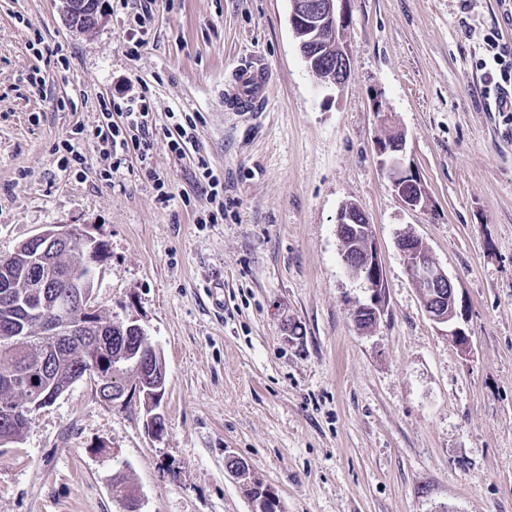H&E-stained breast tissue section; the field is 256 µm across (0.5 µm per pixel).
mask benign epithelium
<instances>
[{
  "instance_id": "7a95c632",
  "label": "benign epithelium",
  "mask_w": 512,
  "mask_h": 512,
  "mask_svg": "<svg viewBox=\"0 0 512 512\" xmlns=\"http://www.w3.org/2000/svg\"><path fill=\"white\" fill-rule=\"evenodd\" d=\"M60 12L71 28L87 32L99 27L106 19L103 10L92 8L90 0H59ZM344 0H292L291 25L303 26L311 34L310 42L319 47L323 43H336L335 79L332 85L341 89L350 75L352 58L341 32L346 24L343 8L339 4ZM375 150L381 167L386 170L391 187L402 204L411 210L424 208L428 202V193L421 178L411 168L404 165L406 137L399 136L390 143L376 141ZM337 234L340 240L351 238L352 247H342L341 258L347 270L355 277L363 279L370 292L367 310L373 319L384 312L386 301V283L383 265L373 235L372 225L364 209L356 204L350 208L341 206L336 215ZM73 228L66 224L47 227L31 238L32 246L39 253L71 246ZM398 248L403 257L408 275L418 288H429L433 298L445 302L441 309L429 313V317L438 324L448 327V336L453 344L465 353L470 347L468 335L462 328L466 313L465 306L458 303L455 284L445 271L438 266L430 253L411 235H403L398 240ZM95 306L89 290L73 287L65 298L53 302L52 311L43 317L39 336L46 340H62L79 335L94 325ZM143 374L156 379L158 395L145 404L146 425L149 431L159 432L158 421L162 418L159 411L161 394L166 389V377L156 373L154 360L140 354L131 355ZM85 377L94 383L99 398L112 403L120 399L122 392L112 387V375L104 372L103 366L89 360L85 367ZM61 391L45 395L38 403L22 408L4 407L0 409V422L14 423L28 415L37 405L48 406L55 401Z\"/></svg>"
}]
</instances>
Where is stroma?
Listing matches in <instances>:
<instances>
[{
  "label": "stroma",
  "mask_w": 512,
  "mask_h": 512,
  "mask_svg": "<svg viewBox=\"0 0 512 512\" xmlns=\"http://www.w3.org/2000/svg\"><path fill=\"white\" fill-rule=\"evenodd\" d=\"M68 26L58 0H0V256L51 224L90 225L107 258L95 304L137 318L165 360L166 428L142 398L107 405L89 381L0 446V512H252L226 469L245 462L281 512H512V112L488 73L512 66V0H346L343 89L317 80L290 0H104ZM272 92L255 116L224 108L242 65ZM147 91L152 159L110 170L90 135L101 100ZM429 194L410 210L380 169L378 102ZM195 140L170 150L171 113ZM83 129L82 175L56 145ZM224 184L210 210L198 165ZM172 199L157 200V179ZM366 211L385 311L353 321L366 284L341 256L336 213ZM416 236L466 308L469 354L431 320L397 248ZM91 0H59L60 12L71 28L87 32L99 27L106 19L102 9V0L92 3ZM96 7L97 9H92Z\"/></svg>",
  "instance_id": "stroma-1"
}]
</instances>
